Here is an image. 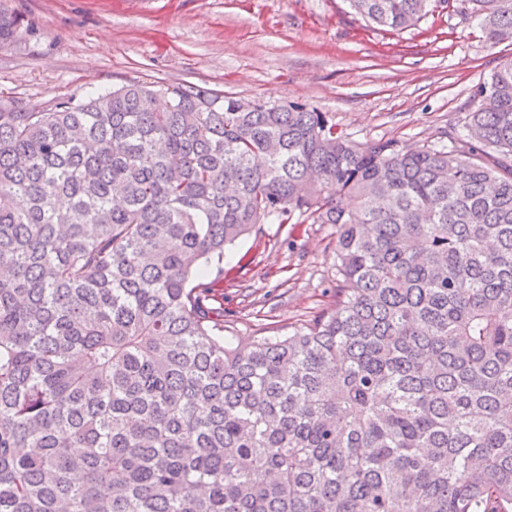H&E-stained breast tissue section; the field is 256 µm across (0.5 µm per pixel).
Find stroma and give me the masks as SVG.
<instances>
[{
    "instance_id": "obj_1",
    "label": "stroma",
    "mask_w": 512,
    "mask_h": 512,
    "mask_svg": "<svg viewBox=\"0 0 512 512\" xmlns=\"http://www.w3.org/2000/svg\"><path fill=\"white\" fill-rule=\"evenodd\" d=\"M459 0L403 31L348 0H0V105L41 108L132 81L299 102L357 142L447 140L476 85L512 60ZM332 224H259L224 252V333L284 336L336 294Z\"/></svg>"
}]
</instances>
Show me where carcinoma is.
I'll use <instances>...</instances> for the list:
<instances>
[{
    "label": "carcinoma",
    "mask_w": 512,
    "mask_h": 512,
    "mask_svg": "<svg viewBox=\"0 0 512 512\" xmlns=\"http://www.w3.org/2000/svg\"><path fill=\"white\" fill-rule=\"evenodd\" d=\"M475 98L414 150L190 85L1 106L0 512H512V62ZM269 222L336 225V300L235 342L205 266Z\"/></svg>",
    "instance_id": "1"
}]
</instances>
